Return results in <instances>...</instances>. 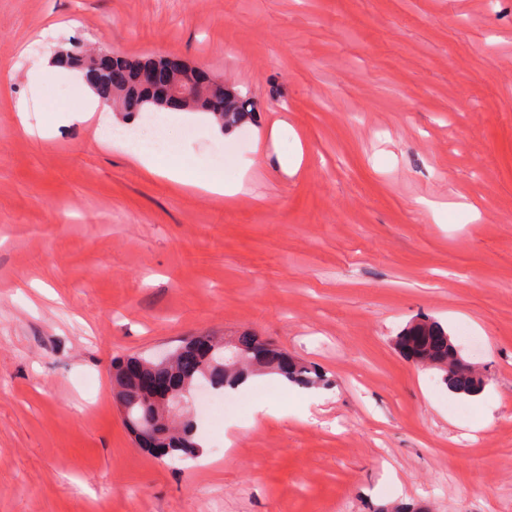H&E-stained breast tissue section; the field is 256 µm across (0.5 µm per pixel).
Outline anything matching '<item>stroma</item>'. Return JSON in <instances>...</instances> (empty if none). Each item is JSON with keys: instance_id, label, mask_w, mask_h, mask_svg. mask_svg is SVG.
Here are the masks:
<instances>
[{"instance_id": "35a3bbf8", "label": "stroma", "mask_w": 512, "mask_h": 512, "mask_svg": "<svg viewBox=\"0 0 512 512\" xmlns=\"http://www.w3.org/2000/svg\"><path fill=\"white\" fill-rule=\"evenodd\" d=\"M174 55L255 109L215 134L168 113L206 194L100 143L88 86L37 84L46 50ZM24 102L26 121L15 105ZM279 133H272L273 124ZM265 149L250 171L255 135ZM431 318L480 370L451 393L394 340ZM252 332L315 365L278 377L204 456L138 447L113 364ZM512 512V0H0V512Z\"/></svg>"}]
</instances>
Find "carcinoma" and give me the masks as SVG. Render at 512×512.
Listing matches in <instances>:
<instances>
[{
    "instance_id": "cac0c4a2",
    "label": "carcinoma",
    "mask_w": 512,
    "mask_h": 512,
    "mask_svg": "<svg viewBox=\"0 0 512 512\" xmlns=\"http://www.w3.org/2000/svg\"><path fill=\"white\" fill-rule=\"evenodd\" d=\"M62 60L71 68L91 61L88 53L75 45L61 53ZM154 62L120 60L121 70L113 78L112 89L94 86L93 90L121 112H151L165 108L164 90L142 81L144 69ZM188 111L206 112L224 127H233L250 112L252 101L239 91L224 89V96L213 98L207 91L193 93L185 102ZM400 351L411 357V347L421 350V357L436 364L442 372L444 383L456 394L476 396L483 390V379L464 359L452 342L447 329L436 321L421 320L411 323L397 336ZM134 367L139 372L150 373L164 370L169 373L171 387L179 397H185L201 383L213 390L233 389L253 375L257 370H266L273 375H282L289 382L303 387L315 386L323 381L321 374L307 364L288 357L277 348H270L268 356L257 362L244 361L238 365L224 358V338L211 334L196 336L169 352L167 362L154 355L139 354L129 357L118 365L112 375L114 396L118 404L126 406L130 429L142 424L153 430L160 441L156 452L161 456H196L200 448L197 426L184 415V409H176L174 418H169L168 409H175L174 401L169 405L155 403L140 389L127 369Z\"/></svg>"
}]
</instances>
